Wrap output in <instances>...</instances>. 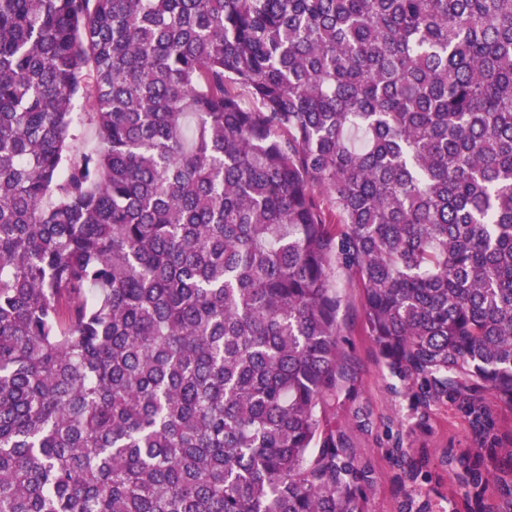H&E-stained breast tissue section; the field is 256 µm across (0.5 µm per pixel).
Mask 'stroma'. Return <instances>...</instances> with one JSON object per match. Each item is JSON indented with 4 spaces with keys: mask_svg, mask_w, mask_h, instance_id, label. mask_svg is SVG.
Returning <instances> with one entry per match:
<instances>
[{
    "mask_svg": "<svg viewBox=\"0 0 512 512\" xmlns=\"http://www.w3.org/2000/svg\"><path fill=\"white\" fill-rule=\"evenodd\" d=\"M332 283L342 297L338 327L353 376L348 388L326 400L323 424L345 430L357 456L371 465L372 482L363 488L365 512H402L410 498L429 501L438 510L448 498L461 495L442 459L448 451L476 447L472 427L455 405L423 406L417 384L390 375L385 359L363 331L360 284L341 272L333 274ZM394 448L422 462L426 478L414 486L401 484L390 457Z\"/></svg>",
    "mask_w": 512,
    "mask_h": 512,
    "instance_id": "obj_1",
    "label": "stroma"
}]
</instances>
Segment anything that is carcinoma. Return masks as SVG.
I'll use <instances>...</instances> for the list:
<instances>
[{"instance_id": "1", "label": "carcinoma", "mask_w": 512, "mask_h": 512, "mask_svg": "<svg viewBox=\"0 0 512 512\" xmlns=\"http://www.w3.org/2000/svg\"><path fill=\"white\" fill-rule=\"evenodd\" d=\"M335 268L512 512V0H0V512H364ZM482 394L490 406L499 434L507 438V442L504 443V445H507L509 443L508 439L512 437V409L503 404L494 402L489 393L483 392Z\"/></svg>"}]
</instances>
